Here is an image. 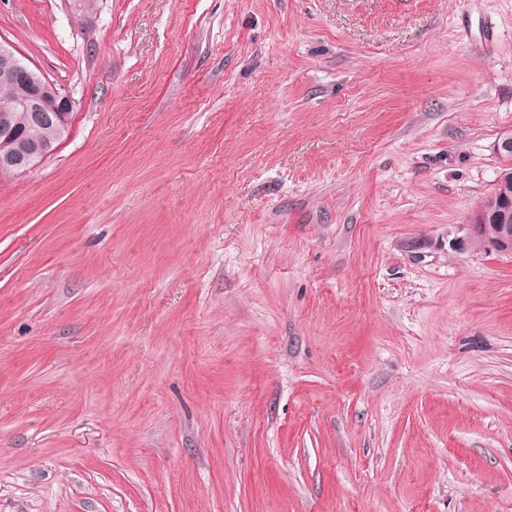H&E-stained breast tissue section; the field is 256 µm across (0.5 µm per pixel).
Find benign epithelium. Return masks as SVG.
<instances>
[{
  "mask_svg": "<svg viewBox=\"0 0 512 512\" xmlns=\"http://www.w3.org/2000/svg\"><path fill=\"white\" fill-rule=\"evenodd\" d=\"M0 78L17 80L27 85L21 102L32 122L51 124L64 137L69 129L72 99L46 80L39 68L26 62L9 43L0 41ZM0 139L11 143V148L0 154V175H21L50 157L57 146L22 139L15 131L10 117L0 114ZM503 195L502 208L488 214L484 203H479L465 224L448 239V248L457 253L480 250L512 259V197Z\"/></svg>",
  "mask_w": 512,
  "mask_h": 512,
  "instance_id": "benign-epithelium-1",
  "label": "benign epithelium"
}]
</instances>
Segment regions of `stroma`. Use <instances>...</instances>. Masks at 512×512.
Masks as SVG:
<instances>
[{"instance_id": "obj_1", "label": "stroma", "mask_w": 512, "mask_h": 512, "mask_svg": "<svg viewBox=\"0 0 512 512\" xmlns=\"http://www.w3.org/2000/svg\"><path fill=\"white\" fill-rule=\"evenodd\" d=\"M73 101L0 177V512H512V0H0ZM429 240V247L416 243ZM502 209L491 216L484 203L479 202L469 217L467 224H460L458 232L448 239V248L457 253L480 250L489 254L512 259V197L504 191ZM495 220L497 224H488Z\"/></svg>"}]
</instances>
